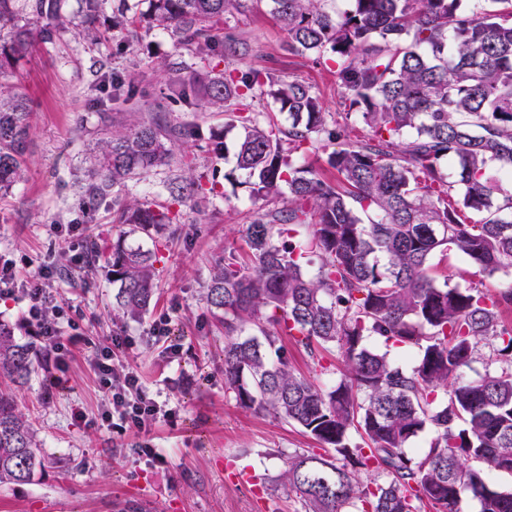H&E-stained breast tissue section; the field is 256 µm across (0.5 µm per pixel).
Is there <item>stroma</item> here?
<instances>
[{
    "instance_id": "obj_1",
    "label": "stroma",
    "mask_w": 512,
    "mask_h": 512,
    "mask_svg": "<svg viewBox=\"0 0 512 512\" xmlns=\"http://www.w3.org/2000/svg\"><path fill=\"white\" fill-rule=\"evenodd\" d=\"M60 6L69 28L54 42L37 43L12 71L16 91L32 102V131L25 177L0 195V257L12 260L23 276L53 264L58 300L93 343L72 346L65 391L46 395L43 381L55 372L50 362L38 365L29 384L14 390L19 408L38 428L44 466L31 483L0 487V512H122L129 501L139 502L145 512H300L283 479L288 457L321 447L299 427L242 407L226 394L225 336L203 298L215 255L242 247L245 226L260 208L236 167L238 132L225 129L223 114L166 101L167 81L158 64L185 61L186 77L195 82L206 80L211 68L179 49L169 32L143 23L115 42L108 2L95 24L99 37L94 41L81 34L78 0H60ZM224 32L239 44L225 56L223 68L265 70L307 83L327 112L341 111L335 62L290 52L288 36L268 6L249 0L244 11L227 19ZM111 71L134 79L138 93L130 103L112 100L104 88L101 77ZM131 108L143 118L161 113L165 123L191 126L194 134L176 143L175 170L128 181L120 197L152 207L169 204L165 183L174 172L193 173L214 189L202 207L179 206L178 224L149 236L119 223L111 200L86 205L80 189L85 153L98 138L104 115L119 120ZM216 131L226 146L219 154L212 144ZM70 223L74 231L64 232ZM92 242L103 249L138 244L156 253L157 302L148 317L135 322L118 313V286L107 265L100 261L90 268L83 260ZM164 314L182 346L174 359L150 331ZM118 333L135 339L122 362L177 407L176 419L149 420L122 434L103 425L105 389L92 365V347L110 345ZM287 348L289 369L317 385L335 383L344 370L336 355L319 362L302 346L291 342ZM77 408L86 416L84 423L73 418ZM144 446L155 448L160 461L141 459L137 450ZM224 463L253 473L261 490L226 481Z\"/></svg>"
}]
</instances>
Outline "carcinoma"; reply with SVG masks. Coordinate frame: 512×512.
<instances>
[{
    "mask_svg": "<svg viewBox=\"0 0 512 512\" xmlns=\"http://www.w3.org/2000/svg\"><path fill=\"white\" fill-rule=\"evenodd\" d=\"M18 2L0 0L5 193L23 178L31 112L10 70L35 40L50 43L65 30L59 0H26V20ZM113 2V31L144 21L203 59L224 57V20L243 7V0H146L136 18L127 0ZM267 2L291 52L336 58L344 122L329 118L300 81L224 69L196 88L182 63H162L173 102L190 106L201 96L240 128L236 167L247 174L249 197L283 201L256 213L246 249L215 260L205 288L228 337L224 388L323 447L288 456L283 478L302 512H463L468 497L480 512H512V488L490 477L512 474V325L504 322L512 283L493 295L484 286L512 271V0ZM104 3L79 0L89 36ZM257 96L288 116L283 134L238 112ZM107 121L85 158L91 203L171 166L172 144L192 134L159 116ZM358 123L366 135L353 140ZM341 139L326 158L336 181L302 160L315 145ZM167 189L168 206L115 201L121 223L158 233L177 221L171 205L213 192L184 178ZM450 251L469 260L478 280L463 288L438 276L432 259ZM110 263L117 309L141 318L156 296V253L116 244ZM284 336L313 357L336 353L345 367L340 379L321 387L291 372ZM369 339L415 351L414 365H396ZM483 347L499 366L469 380L464 372ZM44 356L0 323V379L28 383ZM425 430L428 448L412 450ZM354 432L360 441L351 440ZM41 468L36 429L0 389V485L28 484Z\"/></svg>",
    "mask_w": 512,
    "mask_h": 512,
    "instance_id": "1",
    "label": "carcinoma"
}]
</instances>
